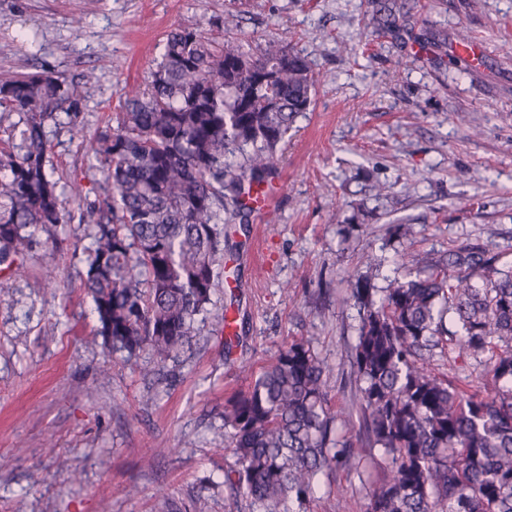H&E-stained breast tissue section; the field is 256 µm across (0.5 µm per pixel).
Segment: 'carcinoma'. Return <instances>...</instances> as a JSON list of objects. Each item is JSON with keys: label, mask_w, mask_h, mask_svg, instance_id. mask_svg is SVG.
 <instances>
[{"label": "carcinoma", "mask_w": 512, "mask_h": 512, "mask_svg": "<svg viewBox=\"0 0 512 512\" xmlns=\"http://www.w3.org/2000/svg\"><path fill=\"white\" fill-rule=\"evenodd\" d=\"M371 23L391 32L406 0H374ZM236 15L210 38L169 33L147 88L125 98L116 125L93 140L104 198L81 221L95 234L83 288L112 352L130 363L146 350L162 363L179 353L211 304L224 252V224L250 212L242 196L272 179L280 145L317 84L310 63L275 43L255 58L233 44ZM25 115L19 143L0 151V264L24 269L32 229L64 222L49 170L48 122L67 116L84 136L77 86L51 73H1L0 106ZM471 244L406 252L408 276L380 302L364 281L354 375L361 428L338 436L352 414L330 403L327 370L311 343L285 340L245 391L224 398V470L230 498L252 512L305 509L336 469H358L378 451L389 479L366 512H512V268ZM453 344L485 366L471 390L435 372Z\"/></svg>", "instance_id": "obj_1"}]
</instances>
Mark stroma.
I'll list each match as a JSON object with an SVG mask.
<instances>
[{
    "label": "stroma",
    "instance_id": "35a3bbf8",
    "mask_svg": "<svg viewBox=\"0 0 512 512\" xmlns=\"http://www.w3.org/2000/svg\"><path fill=\"white\" fill-rule=\"evenodd\" d=\"M408 2V21L378 36L367 0H0V73L79 82L88 139L146 88L171 31L210 36L228 11L237 43L257 54L284 39L318 75L288 134L279 199L232 225L212 305L176 358L140 354L145 376L110 353L80 288L94 234L80 216L103 174L88 139L50 126L71 221L35 229L27 276L0 266V512H251L224 489L225 392L295 336L324 361L336 409L351 408V284L386 287L404 275L402 253L444 259L462 243L512 266V0ZM463 29L484 46L481 65L456 53ZM436 39L444 54L426 51ZM87 72L95 79L81 84ZM49 268L65 291L39 287ZM225 313L239 336L229 352ZM385 476L377 457L337 470L306 510L365 512Z\"/></svg>",
    "mask_w": 512,
    "mask_h": 512
}]
</instances>
